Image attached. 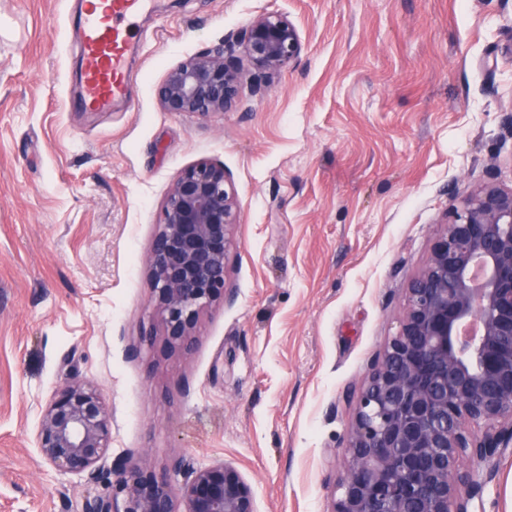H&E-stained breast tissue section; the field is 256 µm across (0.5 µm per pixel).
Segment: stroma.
I'll list each match as a JSON object with an SVG mask.
<instances>
[{
    "mask_svg": "<svg viewBox=\"0 0 512 512\" xmlns=\"http://www.w3.org/2000/svg\"><path fill=\"white\" fill-rule=\"evenodd\" d=\"M301 50L227 113L156 89L257 14ZM78 0H0V512H82L121 466L236 467L257 512H330L360 383L454 200L512 186V0H153L126 99L73 107ZM237 195L226 285L168 353L147 257L181 173ZM111 418L95 478L44 465L66 376Z\"/></svg>",
    "mask_w": 512,
    "mask_h": 512,
    "instance_id": "35a3bbf8",
    "label": "stroma"
}]
</instances>
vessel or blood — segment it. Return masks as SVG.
Listing matches in <instances>:
<instances>
[{"instance_id": "b4317fda", "label": "vessel or blood", "mask_w": 512, "mask_h": 512, "mask_svg": "<svg viewBox=\"0 0 512 512\" xmlns=\"http://www.w3.org/2000/svg\"><path fill=\"white\" fill-rule=\"evenodd\" d=\"M146 0H83L77 39L83 60L84 99L90 111L127 94L126 63L137 37L135 21Z\"/></svg>"}]
</instances>
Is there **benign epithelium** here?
<instances>
[{
    "label": "benign epithelium",
    "mask_w": 512,
    "mask_h": 512,
    "mask_svg": "<svg viewBox=\"0 0 512 512\" xmlns=\"http://www.w3.org/2000/svg\"><path fill=\"white\" fill-rule=\"evenodd\" d=\"M300 49L288 15L260 13L236 39L170 69L158 102L166 112H230L244 88L261 90L255 79L279 74ZM238 218L220 164L198 162L168 193L148 266L173 352L191 353L199 314L226 295ZM110 442L96 386L66 378L40 411L43 463L93 478ZM343 454L331 512H472L512 455V187L485 182L448 212L408 288L399 333L361 382ZM170 470L182 472V461ZM116 488L123 509L104 495L86 499L84 512H256L251 485L224 462L185 472L179 487L165 474L122 468Z\"/></svg>",
    "instance_id": "benign-epithelium-1"
}]
</instances>
